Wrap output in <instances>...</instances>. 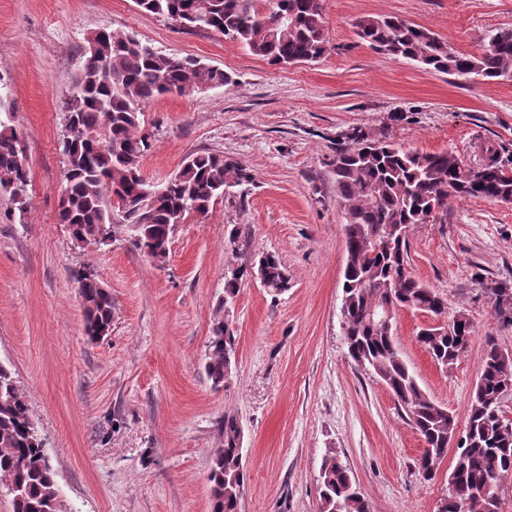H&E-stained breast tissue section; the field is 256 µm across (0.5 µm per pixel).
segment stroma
<instances>
[{
    "label": "stroma",
    "mask_w": 512,
    "mask_h": 512,
    "mask_svg": "<svg viewBox=\"0 0 512 512\" xmlns=\"http://www.w3.org/2000/svg\"><path fill=\"white\" fill-rule=\"evenodd\" d=\"M324 8L329 52L279 67L216 32L142 13L134 0H0V98L24 134L30 171L26 213L0 195V364L30 398L62 512H209L211 458L228 414L243 430L242 512H320L329 448L371 512H437L453 456L425 479L420 436L346 353L344 218L332 161L358 127L406 149L452 150L468 166L487 161L492 147L512 169V82L462 85L356 36L360 18L391 15L474 53L489 30L512 27V0H324ZM101 29L132 32L233 78L143 109L149 181H167L202 152L253 176L176 225L162 263L120 230L110 245H78L58 220L62 103L88 37ZM407 246L411 274L473 323L466 352L446 370L417 341L427 316L395 318L420 386L462 430L489 344L512 351L502 317L512 307V204L455 201L447 215L412 225ZM266 252L290 271L288 291L250 278L225 304L231 269ZM80 270L112 293V331L96 342L84 334ZM220 317L236 364L216 389L203 364Z\"/></svg>",
    "instance_id": "obj_1"
}]
</instances>
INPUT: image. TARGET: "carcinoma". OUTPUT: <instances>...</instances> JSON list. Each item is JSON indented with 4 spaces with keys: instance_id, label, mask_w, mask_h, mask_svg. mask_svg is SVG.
I'll list each match as a JSON object with an SVG mask.
<instances>
[{
    "instance_id": "1",
    "label": "carcinoma",
    "mask_w": 512,
    "mask_h": 512,
    "mask_svg": "<svg viewBox=\"0 0 512 512\" xmlns=\"http://www.w3.org/2000/svg\"><path fill=\"white\" fill-rule=\"evenodd\" d=\"M143 12L162 15L184 29L204 28L247 47L272 65L314 62L328 52L323 0H135ZM360 41L376 52L416 62L422 68L468 82L512 80V28L490 31L477 54L449 47L431 30L395 16H366L357 24ZM232 84L223 70L195 59L166 55L132 33L100 30L88 39L85 59L64 101L67 129L59 223L79 244L106 245L112 229L132 234L152 260L163 263L174 227L192 213L204 214L226 189L250 182L237 162L213 153L192 154L179 172L155 186L141 173L150 136L141 129L143 104L158 96ZM336 196L345 220L346 261L341 316L349 357L386 384L404 420L424 443L419 471L432 478L456 437V420L420 386L395 341L393 327L374 311L388 306L431 316L448 315V304L408 270L406 229L423 224L465 198L499 202L512 196V172L492 158L482 177L451 150L421 152L359 128L345 134L333 161ZM30 182L24 139L10 107L0 97V193L24 213ZM258 274L274 294L288 290L290 274L274 253L232 271L224 302L240 280ZM91 341L112 331V294L89 271L77 274ZM417 341L437 364L451 369L467 345L443 327L421 330ZM234 338L224 319L212 327L203 365L216 388L231 373ZM512 391V352L490 345L459 437L448 487L438 512H499L497 487L512 478V420L501 410ZM224 446L212 454L210 512H241L246 471L242 428L235 416L223 421ZM323 456L321 512H370L352 471ZM0 493L13 512H60L56 473L31 415L26 393L0 364Z\"/></svg>"
}]
</instances>
